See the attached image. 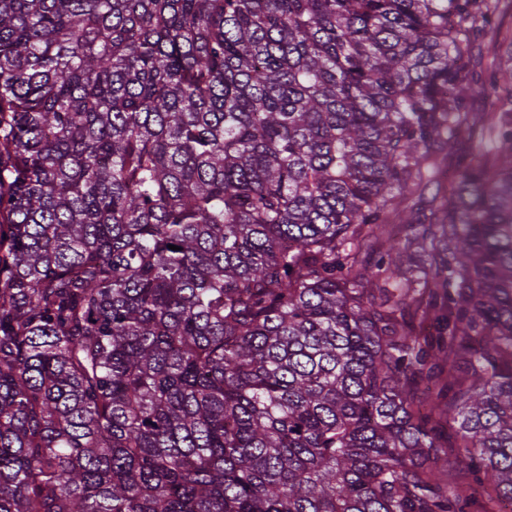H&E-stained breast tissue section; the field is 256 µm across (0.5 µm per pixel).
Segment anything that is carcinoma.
I'll list each match as a JSON object with an SVG mask.
<instances>
[{
  "label": "carcinoma",
  "mask_w": 512,
  "mask_h": 512,
  "mask_svg": "<svg viewBox=\"0 0 512 512\" xmlns=\"http://www.w3.org/2000/svg\"><path fill=\"white\" fill-rule=\"evenodd\" d=\"M500 2L0 0V512L512 503ZM447 451L448 465L441 469V479L453 486L463 496L474 501L470 512H502L503 507L504 511H510V505L504 506L501 501L493 498L494 496H492L490 490L479 487L473 482L472 476L458 470H450L453 451L452 448H447Z\"/></svg>",
  "instance_id": "1"
}]
</instances>
